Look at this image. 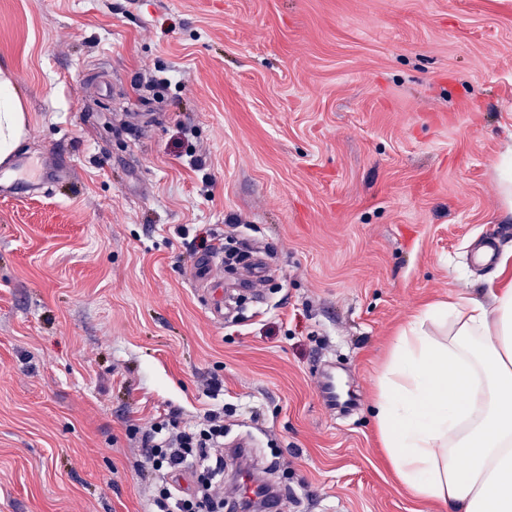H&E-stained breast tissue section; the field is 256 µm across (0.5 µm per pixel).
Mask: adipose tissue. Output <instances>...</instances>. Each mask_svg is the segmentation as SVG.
Wrapping results in <instances>:
<instances>
[{
    "mask_svg": "<svg viewBox=\"0 0 512 512\" xmlns=\"http://www.w3.org/2000/svg\"><path fill=\"white\" fill-rule=\"evenodd\" d=\"M22 121L0 71V155ZM373 407L394 473L433 512H512V283L427 306L394 337Z\"/></svg>",
    "mask_w": 512,
    "mask_h": 512,
    "instance_id": "adipose-tissue-1",
    "label": "adipose tissue"
}]
</instances>
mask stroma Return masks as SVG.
Listing matches in <instances>:
<instances>
[{
  "instance_id": "1",
  "label": "stroma",
  "mask_w": 512,
  "mask_h": 512,
  "mask_svg": "<svg viewBox=\"0 0 512 512\" xmlns=\"http://www.w3.org/2000/svg\"><path fill=\"white\" fill-rule=\"evenodd\" d=\"M0 68L26 178L77 176L0 196V512H150L142 429L219 407L282 512H429L369 409L399 328L512 279V0H0ZM203 238L273 261L221 324ZM499 182L505 201L512 206V144L501 154L498 164Z\"/></svg>"
}]
</instances>
